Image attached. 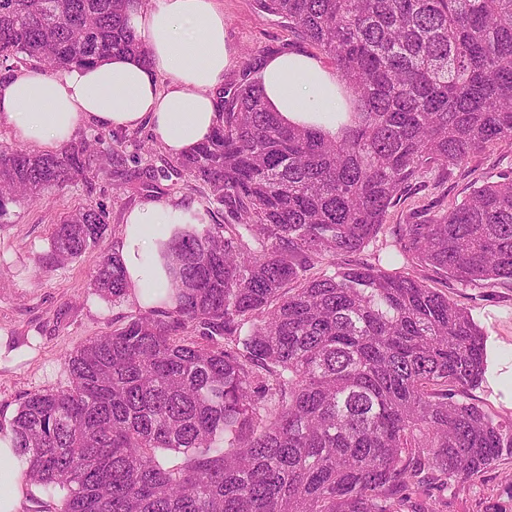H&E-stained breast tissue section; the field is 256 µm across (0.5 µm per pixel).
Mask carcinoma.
I'll return each instance as SVG.
<instances>
[{
  "label": "carcinoma",
  "mask_w": 512,
  "mask_h": 512,
  "mask_svg": "<svg viewBox=\"0 0 512 512\" xmlns=\"http://www.w3.org/2000/svg\"><path fill=\"white\" fill-rule=\"evenodd\" d=\"M129 2L0 0V63L145 60ZM255 2L332 60L352 111L330 137L283 122L257 77L224 90V124L171 170L227 220L172 240L173 279L143 289L176 305L74 347L67 383L12 419L26 479L65 490L58 512H446V490L512 456V419L457 399L484 373L482 331L416 274L512 281V171L447 209L436 194L512 145V0ZM94 171L84 139L1 143L0 224ZM429 175L427 203L386 228ZM107 224L64 213L39 264L99 248ZM381 233L386 258L345 262ZM92 285L131 294L108 252Z\"/></svg>",
  "instance_id": "carcinoma-1"
}]
</instances>
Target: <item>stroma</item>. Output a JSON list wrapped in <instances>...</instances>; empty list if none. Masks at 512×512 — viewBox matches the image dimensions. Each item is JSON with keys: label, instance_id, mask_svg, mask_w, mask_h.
I'll use <instances>...</instances> for the list:
<instances>
[{"label": "stroma", "instance_id": "stroma-1", "mask_svg": "<svg viewBox=\"0 0 512 512\" xmlns=\"http://www.w3.org/2000/svg\"><path fill=\"white\" fill-rule=\"evenodd\" d=\"M224 31L233 52L225 86L250 81L244 65L249 54L270 56L301 52L331 67L330 59L304 41L280 19L261 13L255 0H220ZM102 136L104 151L118 149L121 159L106 164L91 186L77 184L49 199L15 206L8 223L0 224V348H28L22 362L0 364V426L8 425L27 395L65 385V352L86 339L110 331L114 322L138 313L132 299L115 303L90 286L98 251L45 269L39 256L49 249V233L63 212L80 205L100 204L109 213L103 246L112 249L124 216L146 202H170L197 210L202 224L223 222L209 204L206 188L185 176L167 179L162 172L174 159L154 140L147 127L114 131L81 127L77 138ZM512 169V146L496 145L454 170L439 190L444 206L460 202L486 172ZM431 287L471 312L485 333L487 368L467 399L497 419L512 418V281L486 288L465 287L424 269ZM448 512H512V456L502 457L482 477L455 484L447 491Z\"/></svg>", "mask_w": 512, "mask_h": 512}]
</instances>
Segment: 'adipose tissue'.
Segmentation results:
<instances>
[{
	"mask_svg": "<svg viewBox=\"0 0 512 512\" xmlns=\"http://www.w3.org/2000/svg\"><path fill=\"white\" fill-rule=\"evenodd\" d=\"M128 24L144 42L147 59L116 54L52 72L38 64L15 71L0 79V123L41 150L60 149L86 124L148 125L174 157L212 136L224 122L221 88L233 64L219 0H153L148 6L135 0ZM261 80L270 108L283 119L336 132V115L347 109L346 89L316 59L303 53L271 55ZM198 221L197 212L173 203L147 202L132 209L114 246L129 287L165 282V242ZM25 470L20 464L0 471V512H22L34 490Z\"/></svg>",
	"mask_w": 512,
	"mask_h": 512,
	"instance_id": "obj_1",
	"label": "adipose tissue"
}]
</instances>
